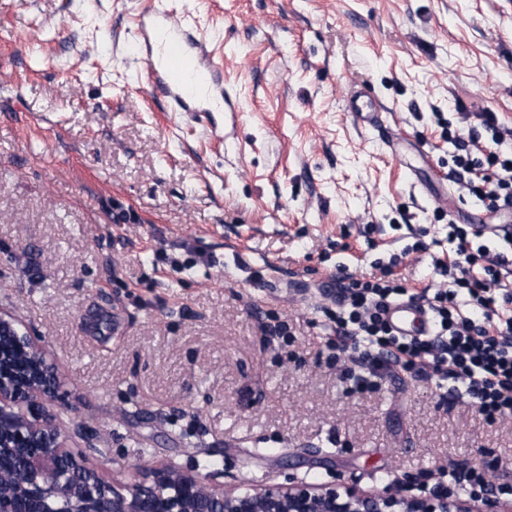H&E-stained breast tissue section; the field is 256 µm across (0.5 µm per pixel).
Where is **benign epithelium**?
Segmentation results:
<instances>
[{
    "label": "benign epithelium",
    "mask_w": 512,
    "mask_h": 512,
    "mask_svg": "<svg viewBox=\"0 0 512 512\" xmlns=\"http://www.w3.org/2000/svg\"><path fill=\"white\" fill-rule=\"evenodd\" d=\"M0 336L16 354L14 362H0V476L12 470L15 449H28L26 478L19 490L0 491V512H512V500L490 490L411 494L415 480L407 475L400 491L324 482L226 489L171 465H151L139 482H111L68 448L54 413L60 377L41 338L3 310Z\"/></svg>",
    "instance_id": "benign-epithelium-1"
}]
</instances>
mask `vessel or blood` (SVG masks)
Here are the masks:
<instances>
[{"instance_id": "b4317fda", "label": "vessel or blood", "mask_w": 512, "mask_h": 512, "mask_svg": "<svg viewBox=\"0 0 512 512\" xmlns=\"http://www.w3.org/2000/svg\"><path fill=\"white\" fill-rule=\"evenodd\" d=\"M164 65L152 69L149 88L153 96L163 98L182 112L198 111L199 89L223 93L224 84L220 69L208 47L198 37V29L186 22L169 30L164 44ZM357 123L365 128L384 131L387 108L382 100L367 89L350 94L347 105ZM386 318L395 331L411 335L426 331L429 317L422 302L400 301L393 304Z\"/></svg>"}]
</instances>
